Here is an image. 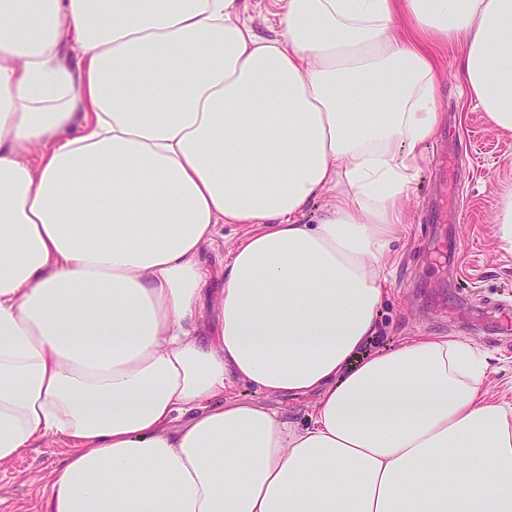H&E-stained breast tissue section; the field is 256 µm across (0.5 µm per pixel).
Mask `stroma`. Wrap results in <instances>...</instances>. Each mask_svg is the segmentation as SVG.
Returning <instances> with one entry per match:
<instances>
[{"label":"stroma","mask_w":512,"mask_h":512,"mask_svg":"<svg viewBox=\"0 0 512 512\" xmlns=\"http://www.w3.org/2000/svg\"><path fill=\"white\" fill-rule=\"evenodd\" d=\"M457 47L439 52L443 83L439 109L445 152L457 167L443 166L429 142L407 207L412 222L392 245L387 294L378 333L379 351L408 336H448L488 351L490 397L512 403V252L496 236L493 205L512 189V135L495 130L484 112L458 96ZM448 221L430 220L432 205ZM67 452L59 442L28 449L0 466V512H42L44 492Z\"/></svg>","instance_id":"1"}]
</instances>
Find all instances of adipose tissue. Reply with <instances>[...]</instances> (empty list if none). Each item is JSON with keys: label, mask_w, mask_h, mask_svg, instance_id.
Segmentation results:
<instances>
[{"label": "adipose tissue", "mask_w": 512, "mask_h": 512, "mask_svg": "<svg viewBox=\"0 0 512 512\" xmlns=\"http://www.w3.org/2000/svg\"><path fill=\"white\" fill-rule=\"evenodd\" d=\"M258 5L0 0V466L68 446L43 512H512L486 354L368 350L436 50L512 134V0ZM243 234L236 224H228L224 226V242L218 239L212 249L207 250L201 256V263L207 271V282L204 288H220L224 281V256L227 252V246L234 240H237ZM235 396L254 398L257 401L263 402L265 405L273 407L280 412L288 415V418L299 423H306L308 415L313 410L314 400L310 396H275L270 397L258 393L255 389L238 385L225 392V397L231 398Z\"/></svg>", "instance_id": "adipose-tissue-1"}]
</instances>
